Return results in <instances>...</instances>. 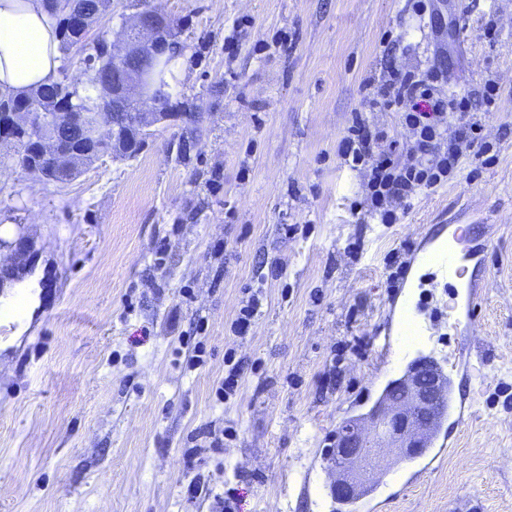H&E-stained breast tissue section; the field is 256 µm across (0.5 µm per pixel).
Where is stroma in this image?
I'll list each match as a JSON object with an SVG mask.
<instances>
[{"instance_id":"stroma-1","label":"stroma","mask_w":512,"mask_h":512,"mask_svg":"<svg viewBox=\"0 0 512 512\" xmlns=\"http://www.w3.org/2000/svg\"><path fill=\"white\" fill-rule=\"evenodd\" d=\"M147 6L182 31L170 83L201 106L197 137L157 125L135 157L58 186L0 166V265L26 241L62 296L0 351V512H216L222 494L238 512H512V0H110L97 29ZM391 63L447 69L444 91L476 101L494 82L490 158L413 196L401 223L358 224L367 177L337 146ZM449 224L495 241L473 327L453 285L419 277L416 353L453 377L465 422L444 452L381 461L367 507L343 504L326 451L399 376L380 348L413 256ZM197 342L205 362L186 369ZM229 352L242 378L221 401ZM210 425L222 451L187 469ZM195 478L210 494L190 506ZM260 305L259 298L256 295H252L246 302V305L239 309L238 315L232 323L235 333L245 334L250 331L259 315Z\"/></svg>"}]
</instances>
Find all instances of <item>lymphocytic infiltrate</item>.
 Wrapping results in <instances>:
<instances>
[{
  "label": "lymphocytic infiltrate",
  "mask_w": 512,
  "mask_h": 512,
  "mask_svg": "<svg viewBox=\"0 0 512 512\" xmlns=\"http://www.w3.org/2000/svg\"><path fill=\"white\" fill-rule=\"evenodd\" d=\"M445 73L391 69L387 78L364 83L369 109L399 112L410 132L409 159L398 162L397 141L357 112L339 144L344 162L369 171L365 201L381 223L395 224L407 201L419 190L431 188L459 171L466 151L485 154L481 125L472 118L474 103L467 96L451 97L438 89Z\"/></svg>",
  "instance_id": "1"
}]
</instances>
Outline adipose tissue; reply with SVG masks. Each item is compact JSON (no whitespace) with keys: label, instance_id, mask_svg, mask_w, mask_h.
<instances>
[{"label":"adipose tissue","instance_id":"1","mask_svg":"<svg viewBox=\"0 0 512 512\" xmlns=\"http://www.w3.org/2000/svg\"><path fill=\"white\" fill-rule=\"evenodd\" d=\"M59 65V35L44 0H0V93H29L53 81Z\"/></svg>","mask_w":512,"mask_h":512}]
</instances>
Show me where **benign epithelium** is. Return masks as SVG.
Wrapping results in <instances>:
<instances>
[{
  "mask_svg": "<svg viewBox=\"0 0 512 512\" xmlns=\"http://www.w3.org/2000/svg\"><path fill=\"white\" fill-rule=\"evenodd\" d=\"M161 13L148 8L139 12L129 27L136 38L120 34L116 41L122 48L112 50L114 64L119 70L112 78V111L96 113L101 141H112V156H121L131 144L144 141L154 134L152 127L163 122H179L188 130L196 128L198 112H154L149 106L150 94L145 86V72L150 55L165 59L168 37L160 25ZM71 27L87 32L92 19L83 11L66 9ZM38 112H10L0 120V144L19 145L6 137L8 130H31L38 126ZM38 150L54 167L74 164L80 151L71 147L66 137L43 136ZM444 378L432 364L423 360L396 384V391L381 401L365 418L347 419L336 428V447L330 449L335 478L333 491L342 498L355 497L373 482L376 464L382 459L397 463L417 454L437 413L443 394Z\"/></svg>",
  "mask_w": 512,
  "mask_h": 512,
  "instance_id": "7a95c632",
  "label": "benign epithelium"
}]
</instances>
